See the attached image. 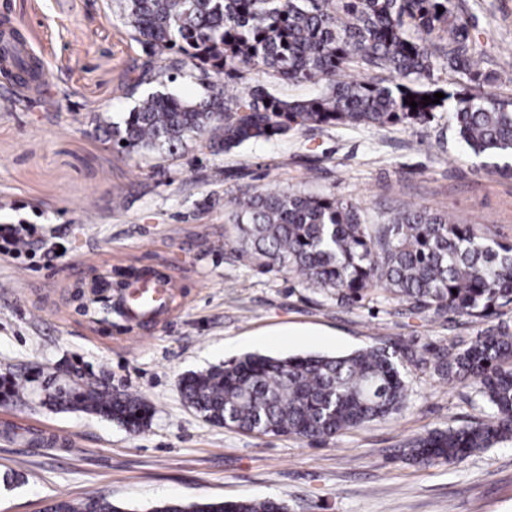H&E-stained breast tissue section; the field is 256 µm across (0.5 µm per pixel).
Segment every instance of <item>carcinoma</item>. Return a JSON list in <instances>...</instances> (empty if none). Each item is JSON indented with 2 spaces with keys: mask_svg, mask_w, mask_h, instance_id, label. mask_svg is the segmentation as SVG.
Here are the masks:
<instances>
[{
  "mask_svg": "<svg viewBox=\"0 0 512 512\" xmlns=\"http://www.w3.org/2000/svg\"><path fill=\"white\" fill-rule=\"evenodd\" d=\"M118 16L145 56L136 85L154 84L112 124V143L140 154H172L206 139L216 154L269 141L308 126L424 125L446 106L467 152L512 176V99L484 90L473 71L477 42L454 0H115ZM0 59L27 74L19 88L40 96V60L5 17ZM207 79L205 93L167 91L185 63ZM359 68L364 75L345 79ZM321 86L287 100L269 91L231 93L224 77L253 70ZM441 69L475 86L459 92L433 79ZM441 92L440 103L422 96ZM417 103L413 108L406 99ZM238 244L258 268L287 272L340 304L383 289L414 315L487 319L512 308V245L490 241L472 224L427 208H403L368 224L360 206L297 190L257 192L233 201ZM457 293H452V290ZM465 382L488 416L410 439L402 454L418 463L455 464L512 441V328L498 324L463 344L395 341L344 355L284 358L248 354L181 379L186 404L227 428L327 440L400 412L404 370ZM31 380L0 376V402L23 401ZM42 403L143 431L152 409L127 393L85 380L65 367L44 382ZM271 499L163 501L151 512H281ZM46 512H124L106 497L55 500Z\"/></svg>",
  "mask_w": 512,
  "mask_h": 512,
  "instance_id": "1",
  "label": "carcinoma"
}]
</instances>
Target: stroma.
Segmentation results:
<instances>
[{
    "label": "stroma",
    "instance_id": "obj_1",
    "mask_svg": "<svg viewBox=\"0 0 512 512\" xmlns=\"http://www.w3.org/2000/svg\"><path fill=\"white\" fill-rule=\"evenodd\" d=\"M484 47L475 67L491 92L512 96V0H455ZM45 64L48 89L19 91L0 74V225L32 224L26 256L0 255V375L62 364L154 409L129 434L119 424L36 402L0 404V512H45L56 499L105 496L124 512L159 502L263 499L288 512H512V441L463 461L398 458L410 438L483 418L463 384L406 374L403 410L310 442L227 428L185 403L180 381L247 354L343 355L396 340L441 345L487 328L467 317L410 314L376 292L341 306L286 273L242 256L225 215L235 197L299 190L350 199L373 224L425 206L512 241V176L465 153L449 120L425 126L312 127L212 154L197 140L175 155L127 154L108 130L148 86L134 87L141 48L113 0H0ZM232 91L286 99L314 85L252 71ZM176 285L167 321L112 331L83 315L78 289L101 274L113 294L143 266Z\"/></svg>",
    "mask_w": 512,
    "mask_h": 512
}]
</instances>
